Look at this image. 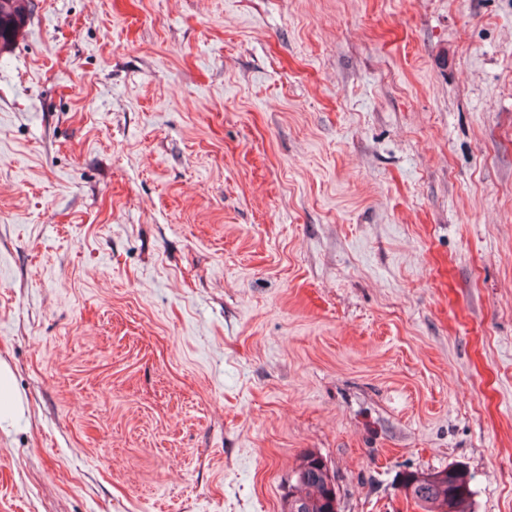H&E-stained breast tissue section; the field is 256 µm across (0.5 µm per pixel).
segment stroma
Returning <instances> with one entry per match:
<instances>
[{
    "label": "stroma",
    "mask_w": 512,
    "mask_h": 512,
    "mask_svg": "<svg viewBox=\"0 0 512 512\" xmlns=\"http://www.w3.org/2000/svg\"><path fill=\"white\" fill-rule=\"evenodd\" d=\"M0 362V512H512V0H32ZM21 410V401L13 387L10 369L0 363V421ZM314 457L318 458L320 464L323 463L327 467L322 458L313 454H307L301 459L295 472L297 491L296 494H292L294 496L293 501H288L287 512H329L324 509L328 504L322 502L332 499L333 495L337 497L336 488L334 492L331 491L321 477L314 475L312 469L308 470V477L305 480L299 481L297 479L298 471L304 470L307 466H312L314 462H317V460L310 461ZM294 503L296 506H294ZM471 476L461 465L434 472L410 471L399 479L406 498L424 512H471Z\"/></svg>",
    "instance_id": "obj_1"
}]
</instances>
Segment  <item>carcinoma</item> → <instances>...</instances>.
Returning <instances> with one entry per match:
<instances>
[{"label":"carcinoma","instance_id":"1","mask_svg":"<svg viewBox=\"0 0 512 512\" xmlns=\"http://www.w3.org/2000/svg\"><path fill=\"white\" fill-rule=\"evenodd\" d=\"M31 11V0H0V52L15 42ZM471 476L461 465L434 472L410 471L402 474L399 485L412 496L423 512H471ZM296 494L288 512H327L324 501L332 499L325 481L308 469V477L296 481Z\"/></svg>","mask_w":512,"mask_h":512}]
</instances>
